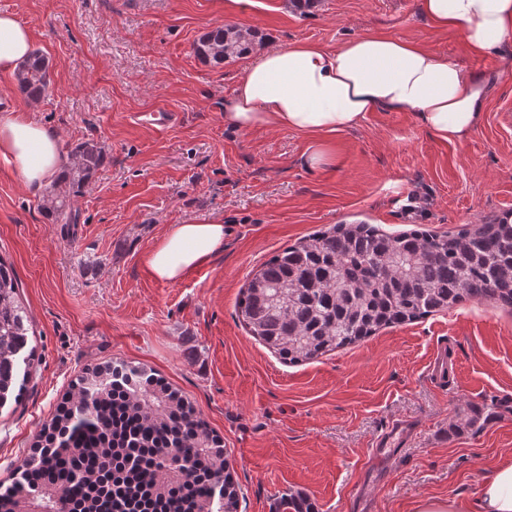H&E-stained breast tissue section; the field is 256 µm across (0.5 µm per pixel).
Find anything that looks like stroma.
I'll use <instances>...</instances> for the list:
<instances>
[{"mask_svg": "<svg viewBox=\"0 0 512 512\" xmlns=\"http://www.w3.org/2000/svg\"><path fill=\"white\" fill-rule=\"evenodd\" d=\"M50 61L51 92L29 103L16 79L0 102L30 109L63 153L92 138L107 161L71 199L75 223L41 209L0 158V257L33 322L23 399L0 409V480L15 474L83 368L144 365L190 398L224 440L241 512H280L302 495L316 512H415L428 498H471L512 459V309L467 301L295 365L248 336L235 305L275 251L335 224L388 233L456 232L512 213V43L471 57L421 0H0ZM252 29L260 46L333 49L378 29L492 76L480 125L461 142L414 112L368 113L336 136L333 166L306 169L311 140L274 127L224 125V98L246 58L201 60L213 28ZM181 115L158 131L136 113ZM223 220L224 248L182 280H157L141 257L167 225ZM446 352L443 376L430 365ZM479 427L456 428L470 405ZM393 443L378 439L393 423Z\"/></svg>", "mask_w": 512, "mask_h": 512, "instance_id": "1", "label": "stroma"}]
</instances>
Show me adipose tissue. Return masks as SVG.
<instances>
[{
	"mask_svg": "<svg viewBox=\"0 0 512 512\" xmlns=\"http://www.w3.org/2000/svg\"><path fill=\"white\" fill-rule=\"evenodd\" d=\"M421 8L437 27L458 31L472 56L512 41V0H421ZM32 50L30 30L1 12L0 76H14ZM488 92L483 74L417 43L369 31L333 49L298 41L252 53L224 99V125L304 134L315 142L304 163L316 170L336 161L329 138L359 128L378 109L412 110L442 141H463L479 125ZM0 158L32 189L68 164L58 136L19 108L0 114ZM224 233L219 219L169 225L143 261L157 279L179 281L222 249ZM417 512H512V460L494 469L474 498L427 499Z\"/></svg>",
	"mask_w": 512,
	"mask_h": 512,
	"instance_id": "ef3b65f1",
	"label": "adipose tissue"
}]
</instances>
